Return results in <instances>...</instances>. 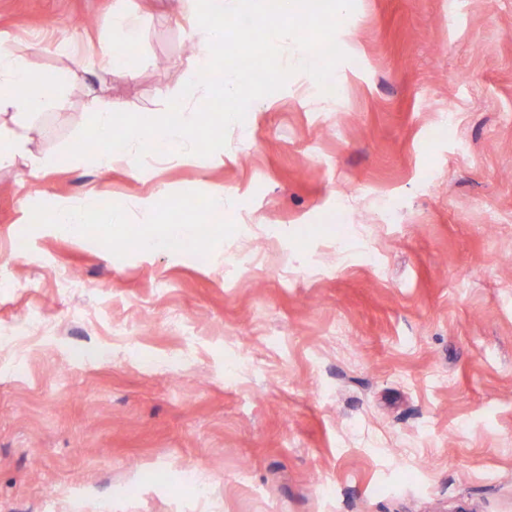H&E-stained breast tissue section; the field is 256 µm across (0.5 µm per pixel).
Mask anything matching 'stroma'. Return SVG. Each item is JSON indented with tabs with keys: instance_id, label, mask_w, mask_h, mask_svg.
I'll return each instance as SVG.
<instances>
[{
	"instance_id": "1",
	"label": "stroma",
	"mask_w": 512,
	"mask_h": 512,
	"mask_svg": "<svg viewBox=\"0 0 512 512\" xmlns=\"http://www.w3.org/2000/svg\"><path fill=\"white\" fill-rule=\"evenodd\" d=\"M183 7L0 0L62 93L52 166L0 170V512H512V0H356L332 105L297 72L211 156L67 157L90 95L160 115L196 76ZM116 12L136 74L67 72ZM170 224L207 232L129 247ZM93 206L94 203L90 200L81 208H59L53 215V223L59 224L64 229H73L79 224L85 223V212Z\"/></svg>"
}]
</instances>
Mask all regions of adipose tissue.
I'll list each match as a JSON object with an SVG mask.
<instances>
[{
	"label": "adipose tissue",
	"mask_w": 512,
	"mask_h": 512,
	"mask_svg": "<svg viewBox=\"0 0 512 512\" xmlns=\"http://www.w3.org/2000/svg\"><path fill=\"white\" fill-rule=\"evenodd\" d=\"M56 103V95L45 94L42 82L34 78L25 53L0 49V141L9 145L8 150L0 151V168L19 160L39 164V156L30 148L26 119L54 108Z\"/></svg>",
	"instance_id": "obj_1"
}]
</instances>
